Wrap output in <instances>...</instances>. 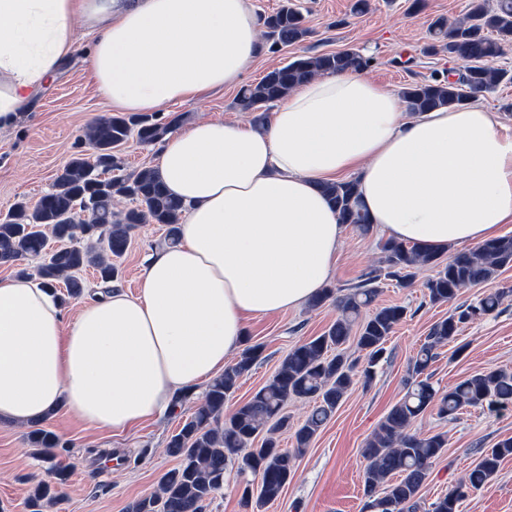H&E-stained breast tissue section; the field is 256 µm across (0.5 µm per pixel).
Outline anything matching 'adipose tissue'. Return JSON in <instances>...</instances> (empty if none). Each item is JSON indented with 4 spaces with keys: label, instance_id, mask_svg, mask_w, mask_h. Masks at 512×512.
Instances as JSON below:
<instances>
[{
    "label": "adipose tissue",
    "instance_id": "ef3b65f1",
    "mask_svg": "<svg viewBox=\"0 0 512 512\" xmlns=\"http://www.w3.org/2000/svg\"><path fill=\"white\" fill-rule=\"evenodd\" d=\"M251 0H0V129L93 33L87 68L124 112L240 86L266 52ZM154 169L184 209L178 244L151 251L131 295L65 317L51 289L0 277V424L58 407L131 430L166 415L236 356L249 319L306 306L345 227L320 183L354 176L386 238L448 252L512 224V126L482 100L409 111L357 71L315 77L256 129L199 122L166 135Z\"/></svg>",
    "mask_w": 512,
    "mask_h": 512
}]
</instances>
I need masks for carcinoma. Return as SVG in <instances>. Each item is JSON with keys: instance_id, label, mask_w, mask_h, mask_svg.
Segmentation results:
<instances>
[{"instance_id": "1", "label": "carcinoma", "mask_w": 512, "mask_h": 512, "mask_svg": "<svg viewBox=\"0 0 512 512\" xmlns=\"http://www.w3.org/2000/svg\"><path fill=\"white\" fill-rule=\"evenodd\" d=\"M264 27L269 38L285 45L301 42L309 34L304 15L291 0H283L275 12L264 17ZM429 34L428 50L448 53L463 70L452 81L434 78L404 88L402 96L410 111L462 105L505 81L512 82L511 72L495 66L504 48L512 44V0H469L458 21L450 24L437 19ZM368 64L369 59L354 50L297 56L268 71L258 82L242 87L237 104L256 113L255 122L262 123L267 119L265 107L285 98L301 83L324 73L361 70ZM168 132L169 126L147 115L103 117L93 122L86 139L94 149V158L82 154L73 157L34 206L20 201L0 221V265H14L18 274L26 275L21 261L38 260L36 275L45 287L55 290V298L63 306L67 299L83 292L82 272L88 267L106 286L118 279L116 261L124 255L136 225L146 221L166 225L167 243L178 242L182 203L168 193L153 168L107 180L98 174L100 169L107 170L113 151L131 134L144 144H154ZM323 192L338 211L341 223L362 229L369 226L356 181L327 183ZM117 197L131 199L137 206L119 215L113 211ZM49 233L64 246L48 251ZM383 253L381 266L370 270L353 292L337 298L334 289L326 288L314 299L315 306L336 299L340 317L321 335L292 348L272 378L227 415L225 402L261 357L262 347L250 346L235 362L224 366V372L208 384L193 415L167 443V452L178 458V466L161 478L160 496L139 498L129 503L126 512H205L224 485L230 463L245 482V500L255 501L258 512L279 499L295 475L297 458L356 381L344 346L353 337L358 348L366 352L361 377L368 384L386 353L389 336L406 318V308L398 305L377 307L361 318L362 309L375 300L382 281L394 280L406 287L419 269L432 267L436 274L426 283L428 300L448 303L464 288L494 282L503 268L512 265V237L460 251L446 263L440 261L438 253L392 240L385 242ZM511 292V288L491 289L430 328L413 363L411 387L362 449L367 512L383 504L398 512L414 509L432 463L448 447L444 433L420 436L409 432L413 420L433 409L451 420L467 407L493 409L512 403V371L507 369L490 368L471 375L445 393L436 390L425 375L437 350L455 339L461 325L492 314ZM302 399L314 401L315 407L295 430L294 447L285 448L275 433L290 426L284 412L288 402ZM28 440L42 459L53 458V449L59 444L55 434L43 428L30 431ZM511 456L512 437L485 450L468 475L433 503L432 512H459L469 492L492 479ZM254 479L258 482L255 495ZM53 498L52 487L39 484L27 506L31 512H41L42 503Z\"/></svg>"}]
</instances>
